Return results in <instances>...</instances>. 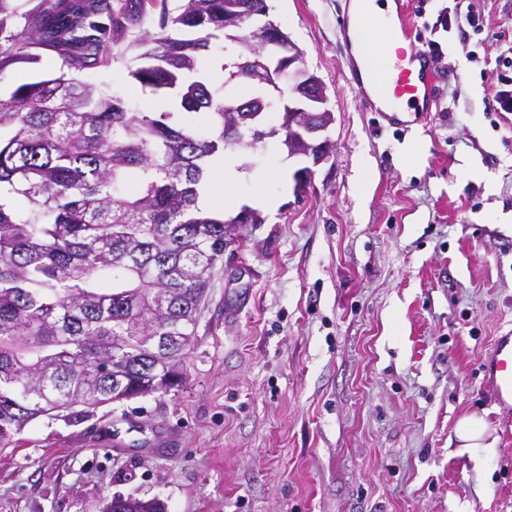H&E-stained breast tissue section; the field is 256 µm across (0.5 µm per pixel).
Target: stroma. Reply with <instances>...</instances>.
I'll return each instance as SVG.
<instances>
[{
	"label": "stroma",
	"instance_id": "obj_1",
	"mask_svg": "<svg viewBox=\"0 0 512 512\" xmlns=\"http://www.w3.org/2000/svg\"><path fill=\"white\" fill-rule=\"evenodd\" d=\"M349 0H269L325 83L330 157L304 191L280 137L233 148L234 228L201 306L182 386L43 416L0 453V512H512V415L479 361L512 328V0H408L413 47L437 43L436 103L399 131L347 82ZM473 15L476 26L456 25ZM158 9L109 64L79 72L133 112L159 100L129 72ZM275 199L272 209L257 196ZM482 417L488 457L456 427ZM107 507V512H165V506L157 500L144 501L132 496H115Z\"/></svg>",
	"mask_w": 512,
	"mask_h": 512
}]
</instances>
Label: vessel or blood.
<instances>
[{"mask_svg": "<svg viewBox=\"0 0 512 512\" xmlns=\"http://www.w3.org/2000/svg\"><path fill=\"white\" fill-rule=\"evenodd\" d=\"M357 25H343L341 34L347 48L349 82L372 111L402 127L424 121L436 97V75L431 55L406 49L411 37L405 0H393L389 20H381L374 5L384 0H359ZM378 30L383 40L376 53L357 60L352 30ZM483 389L488 399L503 409L512 408V331L496 338L492 351L481 359Z\"/></svg>", "mask_w": 512, "mask_h": 512, "instance_id": "obj_1", "label": "vessel or blood"}]
</instances>
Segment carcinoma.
<instances>
[{
  "label": "carcinoma",
  "instance_id": "carcinoma-1",
  "mask_svg": "<svg viewBox=\"0 0 512 512\" xmlns=\"http://www.w3.org/2000/svg\"><path fill=\"white\" fill-rule=\"evenodd\" d=\"M0 0V72L44 55L48 77L0 95V449L37 418L85 417L124 399L165 394L185 380L209 277L233 241L198 205L210 160L248 145L227 135L228 108L265 120L272 93L241 72L243 40L224 54V86L197 79L224 29L249 28L267 0H184L161 8L129 76L202 113L211 134L131 112L73 73L109 63L131 16L112 0ZM107 512H165L115 496Z\"/></svg>",
  "mask_w": 512,
  "mask_h": 512
}]
</instances>
